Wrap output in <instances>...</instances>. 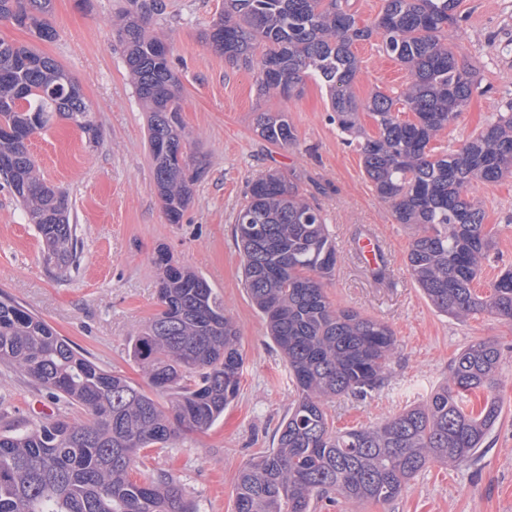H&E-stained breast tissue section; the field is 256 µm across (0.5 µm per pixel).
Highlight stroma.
Here are the masks:
<instances>
[{"instance_id":"obj_1","label":"stroma","mask_w":512,"mask_h":512,"mask_svg":"<svg viewBox=\"0 0 512 512\" xmlns=\"http://www.w3.org/2000/svg\"><path fill=\"white\" fill-rule=\"evenodd\" d=\"M166 3L151 26L171 44L183 87L185 132L192 151L205 158L204 173L177 224L168 221L154 188L146 114L112 29L113 16L127 0H53L49 21L57 36L51 42L0 23V37L35 45L76 78L100 129L99 142L91 147L72 123L59 120L29 143L44 181L65 190L72 203L82 254L70 275L58 278L45 270L34 227L0 180V292L102 368L141 385L145 378L129 355V340L159 309L155 251L167 248L174 260L203 275L240 330L239 394L210 429L184 435L162 450L144 449L134 466L170 474L193 512H235L239 472L275 447L298 392L243 285L234 220L252 179L269 170L297 173L301 191L320 206L336 243V271L324 282L330 302L387 324L397 343L377 390L330 405L334 428L374 425L426 401L446 382L450 359L480 339L495 341L500 350L496 393L503 401L501 418L475 461L459 467L430 463L386 504L323 500L316 512H512V320L479 314L462 321L438 312L407 267L411 229L397 223L391 205L367 178L356 146L331 121L325 90L309 80L301 94L287 99L258 96L255 72L230 65L201 38L223 0ZM457 12L463 23L459 33L449 34L448 45L475 69L478 88L456 121L432 141L439 152L512 110V0H460ZM352 51L359 99L377 91L392 96L410 82L408 70L379 40L355 42ZM265 110L287 114L295 146L282 148L259 136L255 118ZM468 197L483 211L494 238L475 283L483 292L512 268V176L475 183ZM367 232L384 241L387 269L380 278L352 251L354 239ZM46 407L63 411L29 377L0 364V431L33 427Z\"/></svg>"}]
</instances>
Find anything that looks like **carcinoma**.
I'll list each match as a JSON object with an SVG mask.
<instances>
[{
	"instance_id": "1",
	"label": "carcinoma",
	"mask_w": 512,
	"mask_h": 512,
	"mask_svg": "<svg viewBox=\"0 0 512 512\" xmlns=\"http://www.w3.org/2000/svg\"><path fill=\"white\" fill-rule=\"evenodd\" d=\"M344 0H224L204 33L225 60L256 72L260 96L288 98L312 79L326 89L338 129L357 142L364 171L400 224L414 227L407 266L440 312L466 319L479 313L512 319V270L486 294L477 292L493 246L484 213L468 199L479 181L512 174V113L501 112L476 137L435 155L430 143L449 127L478 87L476 70L458 61L444 33L460 29L459 0H385L374 27H360ZM165 0H128L112 18L125 63L147 112L148 148L157 191L172 224L180 222L203 172L184 134L182 86L170 46L149 29ZM52 0H0V23L56 38ZM381 40L411 82L395 97L358 99L352 85L357 41ZM414 114L403 120L397 104ZM378 135H363L359 112ZM71 121L91 144L99 140L93 112L76 79L35 47L0 38V175L35 225L46 270L77 267L81 241L70 223L68 194L45 183L28 151L30 138L56 118ZM266 141L296 145L282 112H260ZM245 287L284 355L298 399L278 428L277 447L253 459L236 484V512H311L335 493L348 501L388 503L433 461L459 466L473 459L498 423L502 404L499 351L473 342L450 360L448 381L422 405L377 426L335 430L325 402L364 396L380 386L396 353L384 323L334 307L321 279L338 255L320 209L294 174L269 170L249 185L235 218ZM160 309L131 340V355L151 391L98 366L42 318L0 299V363L30 377L55 400L84 411L0 434V512H190L182 489L164 472L133 475L143 448H167L183 431L203 432L239 393L244 359L240 332L224 300L198 272L160 247ZM486 392L474 410L465 398ZM171 395L164 406L157 395Z\"/></svg>"
}]
</instances>
